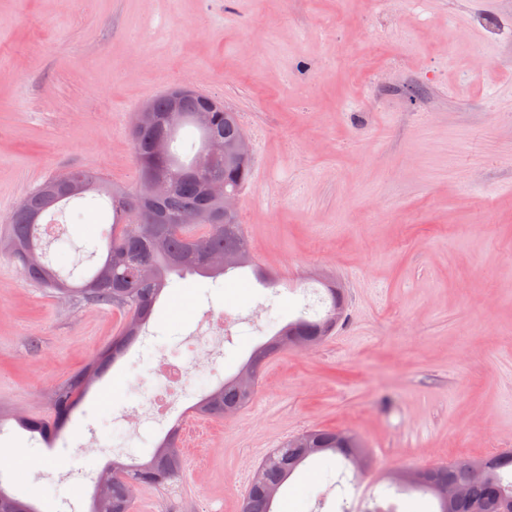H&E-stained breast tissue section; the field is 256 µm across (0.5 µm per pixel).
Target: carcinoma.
Listing matches in <instances>:
<instances>
[{
  "mask_svg": "<svg viewBox=\"0 0 512 512\" xmlns=\"http://www.w3.org/2000/svg\"><path fill=\"white\" fill-rule=\"evenodd\" d=\"M171 94L168 90L151 100L153 113L143 127H130L134 156L142 174L138 190L112 186L97 170L80 168L69 194L46 196V180L9 217L0 238V250L19 264L24 276L58 294L121 308L128 313V319L111 344L52 390L50 416L0 411V426L13 421L47 440L60 434L88 392L137 340L171 276L215 279L249 268L257 280H265L254 262L239 217H224V199L211 196L206 183L208 177L218 176L226 187L240 191L252 178L251 162L225 159L216 168H200L210 134L221 135L227 146L244 132L237 113L227 112L221 105L203 113L200 120L197 114L209 104L207 95L187 96L182 104L188 118L172 128L163 121ZM153 169L162 170L168 182V191L162 198L151 196L148 178ZM103 196L112 212L105 250L92 273L73 286L53 267L44 249L41 219L63 202L84 199L92 205ZM187 210L199 213L198 223H176L175 218ZM338 308L340 304L335 300L320 319L312 321L301 316L288 322L270 340L253 347L235 375L204 394L196 407L197 414L222 420L246 408L254 398L263 367L280 351L282 342L291 336L309 346L320 344L325 339L323 326L336 318ZM175 436L176 431H171L144 459L114 461L103 469L98 477L103 489L94 494L89 512H132L137 490L166 487L174 482L184 466ZM326 454L336 456L346 466L353 456L365 457L360 439L347 431L313 429L294 435L262 462L261 477L248 489L241 512H274L278 493L295 471L307 460ZM388 483L389 488L401 494L390 512L405 508L403 496L414 492L431 496L436 512H512V451L433 466L429 472L421 468L400 469ZM450 486H461L466 494L450 502ZM2 496L6 497L3 507L11 512H26L28 508L38 512L32 503L19 499L0 482Z\"/></svg>",
  "mask_w": 512,
  "mask_h": 512,
  "instance_id": "carcinoma-1",
  "label": "carcinoma"
}]
</instances>
